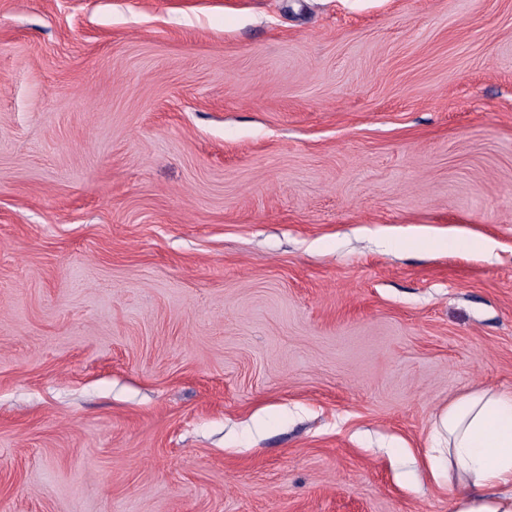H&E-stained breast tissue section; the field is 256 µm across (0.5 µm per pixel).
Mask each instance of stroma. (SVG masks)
<instances>
[{
    "label": "stroma",
    "instance_id": "obj_1",
    "mask_svg": "<svg viewBox=\"0 0 512 512\" xmlns=\"http://www.w3.org/2000/svg\"><path fill=\"white\" fill-rule=\"evenodd\" d=\"M476 388L512 0H0V512H448Z\"/></svg>",
    "mask_w": 512,
    "mask_h": 512
}]
</instances>
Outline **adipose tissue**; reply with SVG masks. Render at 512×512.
<instances>
[{
	"mask_svg": "<svg viewBox=\"0 0 512 512\" xmlns=\"http://www.w3.org/2000/svg\"><path fill=\"white\" fill-rule=\"evenodd\" d=\"M432 433V477L459 484L449 512H512V391L462 394L437 415Z\"/></svg>",
	"mask_w": 512,
	"mask_h": 512,
	"instance_id": "1",
	"label": "adipose tissue"
}]
</instances>
